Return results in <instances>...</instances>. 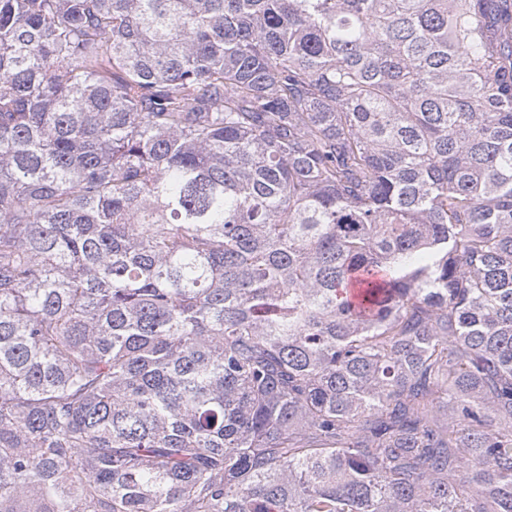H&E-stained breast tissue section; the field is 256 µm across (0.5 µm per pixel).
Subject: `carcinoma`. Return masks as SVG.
Here are the masks:
<instances>
[{"mask_svg": "<svg viewBox=\"0 0 512 512\" xmlns=\"http://www.w3.org/2000/svg\"><path fill=\"white\" fill-rule=\"evenodd\" d=\"M0 512H512V0H0Z\"/></svg>", "mask_w": 512, "mask_h": 512, "instance_id": "cac0c4a2", "label": "carcinoma"}]
</instances>
